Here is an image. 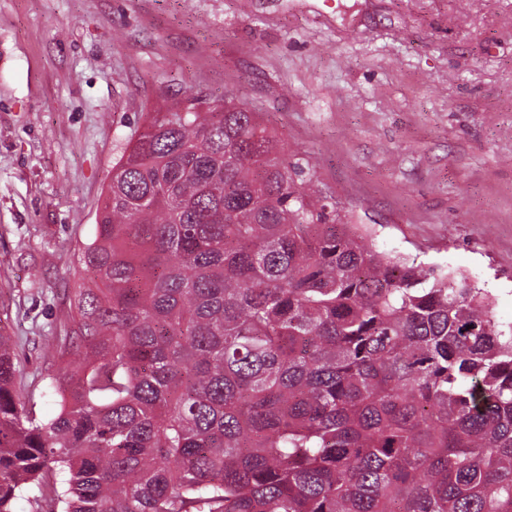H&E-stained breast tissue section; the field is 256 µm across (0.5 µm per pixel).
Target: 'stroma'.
Instances as JSON below:
<instances>
[{
	"label": "stroma",
	"mask_w": 512,
	"mask_h": 512,
	"mask_svg": "<svg viewBox=\"0 0 512 512\" xmlns=\"http://www.w3.org/2000/svg\"><path fill=\"white\" fill-rule=\"evenodd\" d=\"M228 90L378 251L512 322V0H0V333L35 420L113 164L147 113Z\"/></svg>",
	"instance_id": "stroma-1"
}]
</instances>
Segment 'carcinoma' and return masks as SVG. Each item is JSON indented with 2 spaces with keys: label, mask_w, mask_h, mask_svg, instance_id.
I'll list each match as a JSON object with an SVG mask.
<instances>
[{
  "label": "carcinoma",
  "mask_w": 512,
  "mask_h": 512,
  "mask_svg": "<svg viewBox=\"0 0 512 512\" xmlns=\"http://www.w3.org/2000/svg\"><path fill=\"white\" fill-rule=\"evenodd\" d=\"M29 416L0 335V512H512V323L385 254L231 90L147 116ZM55 486L56 477L53 474H47L43 479L41 492L34 489L33 492L17 497L13 502V512H44L48 510L47 504L50 499L55 497Z\"/></svg>",
  "instance_id": "obj_1"
}]
</instances>
